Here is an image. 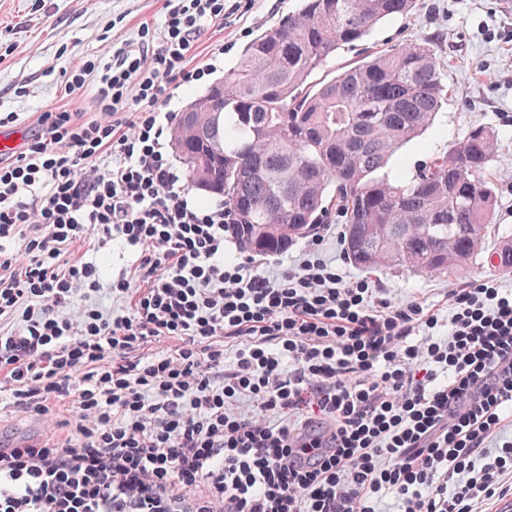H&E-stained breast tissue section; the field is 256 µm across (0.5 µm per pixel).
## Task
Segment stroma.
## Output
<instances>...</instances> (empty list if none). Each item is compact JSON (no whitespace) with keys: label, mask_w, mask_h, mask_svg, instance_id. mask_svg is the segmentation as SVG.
<instances>
[{"label":"stroma","mask_w":512,"mask_h":512,"mask_svg":"<svg viewBox=\"0 0 512 512\" xmlns=\"http://www.w3.org/2000/svg\"><path fill=\"white\" fill-rule=\"evenodd\" d=\"M165 0H0V111L15 112L24 139L39 131L47 111L72 112L84 122L97 116V85L87 80L84 92L65 94L64 73L84 61L102 65L112 51L138 41L143 23L160 25ZM299 0H256L251 12L208 26L195 43L194 62L211 64L208 82L176 90L164 109L178 115L209 82L233 67L244 47L260 31L297 9ZM424 39L445 64L448 103L421 138L397 150L391 174L411 173L418 164L462 141L477 125L498 134V161L493 183L498 196L496 221L512 229V0H417L406 17L374 28L366 45H393ZM393 301L417 296L445 308L448 289L462 281L494 280L512 289V273L492 270L488 252L473 258L463 278L427 276L407 269L380 273ZM66 414L55 411L35 419L16 408H0V438L15 442L44 435L59 439Z\"/></svg>","instance_id":"1"}]
</instances>
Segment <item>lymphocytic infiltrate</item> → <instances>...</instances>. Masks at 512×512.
I'll list each match as a JSON object with an SVG mask.
<instances>
[{
	"instance_id": "lymphocytic-infiltrate-1",
	"label": "lymphocytic infiltrate",
	"mask_w": 512,
	"mask_h": 512,
	"mask_svg": "<svg viewBox=\"0 0 512 512\" xmlns=\"http://www.w3.org/2000/svg\"><path fill=\"white\" fill-rule=\"evenodd\" d=\"M255 0H166L88 75L99 119L44 113L0 159V402L72 415L60 440L0 444V512H499L512 504V291L420 298L317 258L228 261L223 204L190 201L160 107L200 81L206 24ZM92 239L93 258L68 259ZM133 256L117 278L99 253ZM168 340L167 350L151 345Z\"/></svg>"
}]
</instances>
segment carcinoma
Returning a JSON list of instances; mask_svg holds the SVG:
<instances>
[{"mask_svg":"<svg viewBox=\"0 0 512 512\" xmlns=\"http://www.w3.org/2000/svg\"><path fill=\"white\" fill-rule=\"evenodd\" d=\"M416 0H302L265 29L224 74V86L192 100L195 126L174 123L190 187L223 198L229 229L256 255L288 249L317 225L345 224L343 249L366 271L466 273L484 247L498 197L487 179L495 131L467 138L411 175L389 160L423 135L448 101V83L425 40L363 49L339 75L327 68L379 23ZM493 270L512 272V233L501 234Z\"/></svg>","mask_w":512,"mask_h":512,"instance_id":"1","label":"carcinoma"}]
</instances>
